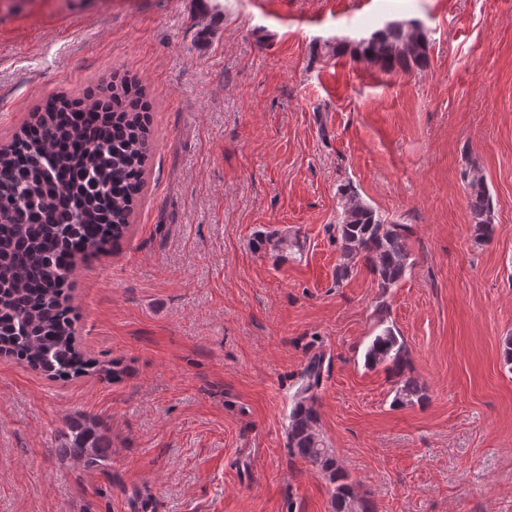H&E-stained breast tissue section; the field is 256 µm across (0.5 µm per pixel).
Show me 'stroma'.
<instances>
[{"label":"stroma","mask_w":512,"mask_h":512,"mask_svg":"<svg viewBox=\"0 0 512 512\" xmlns=\"http://www.w3.org/2000/svg\"><path fill=\"white\" fill-rule=\"evenodd\" d=\"M410 19L427 70L354 58ZM116 74L153 100L147 185L69 295L81 350L125 374L57 381L0 354V512H332L285 436L315 351L319 431L378 512H512V0H0V143ZM469 164L495 207L483 245ZM346 182L412 228L387 292L362 268L336 280ZM294 233V253L251 247ZM383 323L427 404L392 407L365 366ZM79 417L108 440L105 469L59 455Z\"/></svg>","instance_id":"1"}]
</instances>
